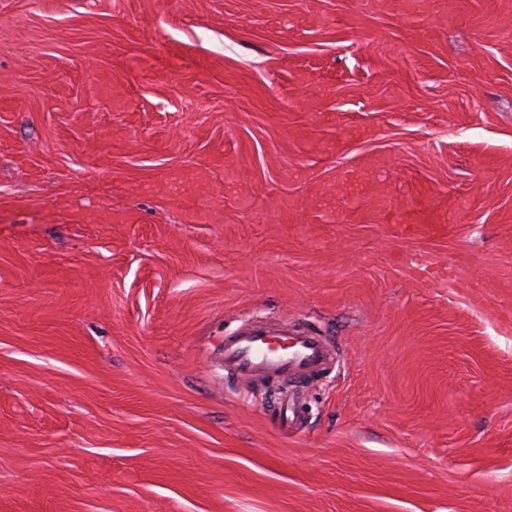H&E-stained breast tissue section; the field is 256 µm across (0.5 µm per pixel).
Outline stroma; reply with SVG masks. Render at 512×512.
<instances>
[{
    "mask_svg": "<svg viewBox=\"0 0 512 512\" xmlns=\"http://www.w3.org/2000/svg\"><path fill=\"white\" fill-rule=\"evenodd\" d=\"M0 512H512V0H0ZM334 353L327 338L309 328L294 332L285 325L245 320L224 335V372L237 381L272 379L285 386L271 397L267 415L279 429L284 426L288 431L300 426L293 397H288V383L292 388L304 387V381L334 361Z\"/></svg>",
    "mask_w": 512,
    "mask_h": 512,
    "instance_id": "1",
    "label": "stroma"
}]
</instances>
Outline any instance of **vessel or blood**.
Wrapping results in <instances>:
<instances>
[{"instance_id": "vessel-or-blood-1", "label": "vessel or blood", "mask_w": 512, "mask_h": 512, "mask_svg": "<svg viewBox=\"0 0 512 512\" xmlns=\"http://www.w3.org/2000/svg\"><path fill=\"white\" fill-rule=\"evenodd\" d=\"M335 350L326 337L311 329L291 331L246 320L224 336V370L238 381L275 380L281 389L267 407L276 426L295 429L299 420L288 388L301 387L333 362Z\"/></svg>"}]
</instances>
